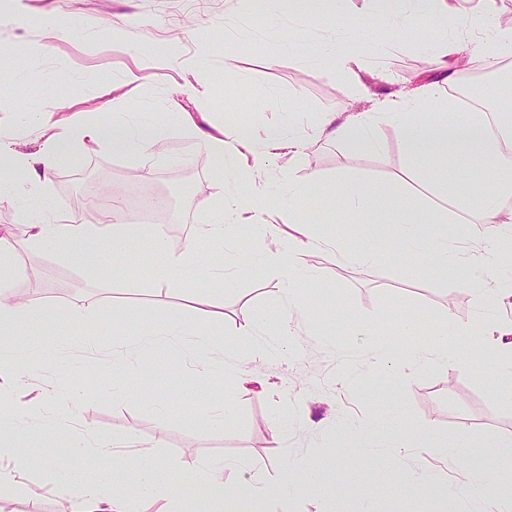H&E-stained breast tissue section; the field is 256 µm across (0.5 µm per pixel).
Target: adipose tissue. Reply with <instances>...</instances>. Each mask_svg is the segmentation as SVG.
<instances>
[{"label": "adipose tissue", "instance_id": "obj_1", "mask_svg": "<svg viewBox=\"0 0 512 512\" xmlns=\"http://www.w3.org/2000/svg\"><path fill=\"white\" fill-rule=\"evenodd\" d=\"M469 0H378V11H359L353 15L349 31L362 32L371 25L395 28L404 32L411 25L427 22L438 39L441 58L458 62L466 58L469 66L493 64L502 54L512 51V26L484 16L479 32L461 29L447 34L441 28L448 16L471 15ZM348 31H339L329 42L311 46L315 66L338 68L358 77L366 65L365 53L351 50ZM183 124L196 126L199 136L223 160L221 179L230 185L218 206L204 209L206 220L198 225L194 239L178 252L168 251L158 227L139 224H86L74 221L56 223L45 208L31 207L23 212L28 226L27 247L38 252L54 247L69 261L96 265L111 257L113 265L136 258L137 243L151 238L154 249L162 254L160 263L150 269L158 283H170L182 277L185 270L200 261L198 240H206L215 248H223L225 240L239 236V222L249 217L254 227L264 230L272 245L263 255L270 269L286 276L302 277L308 272L306 257L313 251L342 252L344 235L335 229L322 230L301 216V203L310 201L311 184L317 174L305 182L289 183L278 201H271L262 175L273 159L282 158L288 165L300 163L309 140H345L355 148H375L374 131L378 125L397 127L400 143L411 164L430 161L447 177L450 191L447 221L454 233L431 228L423 201L418 195L404 193L396 197L399 219L392 224L357 225L356 232L364 241L362 251L353 255L355 263L374 265L389 253L410 256L423 263L452 273L459 287L470 289L477 297L483 316L480 327L464 323L456 329L434 326L427 341L397 349L377 325L361 328L367 336L371 352L367 359L376 370L397 373L401 382L409 376L398 373L400 360L412 368L435 365L442 369L466 368L468 361L448 346L449 333L478 336L482 349L491 351L495 369L504 378H512V322H502L498 312L512 299V288L492 282L489 257L498 245L512 239V126L500 127L498 134L487 131L489 116L484 112H462L457 99L450 96L440 79L420 78L409 91L376 100L362 112L323 111L309 132L297 133L284 126H274L256 133L253 125H239L226 136L214 135L197 126L192 113L177 115ZM169 125L160 113L145 116L113 113L108 121H81L64 133L48 137L38 153L18 157L8 143L0 141V163L17 170L20 180L0 179V200L12 198L20 185L37 188L57 167L60 159L78 143L106 147L125 156H145L155 163L165 156L161 144ZM289 224L292 233L284 235L281 226ZM9 277L0 278V386L23 390L31 373L45 360L51 349H62L79 342L87 351H95L99 343L97 313L88 317H72L75 339L63 338L48 343L38 337V326L57 314L56 309L13 302L8 290ZM271 320L270 315H257L238 339L217 340L213 332L201 327L198 318L182 314L165 324L143 328L130 345L113 347L110 359L116 370L129 368L139 353L159 355L177 340H190L202 361L194 365V374L203 380L232 378L247 364L261 362L263 350L258 342ZM43 424L34 423L23 430L14 429L1 446L13 454L15 465L0 470V492L5 491L27 500H35L34 490L21 479L26 461L21 453L25 439L43 434ZM355 448L362 455L380 460L381 449H392L402 457L412 456L415 449L427 448L452 459L462 469L463 493L483 500L497 486V466L512 468V437L497 440L489 455L476 453L474 442L466 438L448 440L429 426H412L403 411L391 408L370 426L356 429ZM182 484L181 497L170 494L173 481ZM281 487L269 484L253 474L251 465L239 459L223 464L201 463L184 472L172 466L144 465L136 485H128L124 467H113L103 480H90L79 490L65 494L64 512H133L134 501L153 505L155 512H188L190 500L202 496L210 503L209 512H238L237 505L247 498L260 503L281 496Z\"/></svg>", "mask_w": 512, "mask_h": 512}]
</instances>
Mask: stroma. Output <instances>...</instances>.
<instances>
[{
  "label": "stroma",
  "instance_id": "1",
  "mask_svg": "<svg viewBox=\"0 0 512 512\" xmlns=\"http://www.w3.org/2000/svg\"><path fill=\"white\" fill-rule=\"evenodd\" d=\"M23 11L0 0V140L14 153L38 152L46 139L41 115L71 123L98 120L112 112L154 109L176 99L178 111L203 112L215 125L231 127L248 118L272 125L304 124L324 110L367 109V93L385 95L415 85L416 75L440 77L444 66L426 24L411 27L395 44L379 41L368 56L374 71L367 93L351 90L340 70L314 69L307 47L338 27L342 16L324 15L300 24L299 44L286 49L289 30L281 0H269L264 12H254L249 0H23ZM122 34L113 37V26ZM163 52L177 47L194 62L190 69L162 71L140 52L142 46ZM255 100L264 112L250 115ZM379 148L358 153L344 141L313 143L301 165L275 162L267 174L271 194L288 181H304L313 171L323 176L311 203L314 223L347 228L353 224L391 222V207L354 214L333 194L345 173L371 180L392 191L435 197L431 184L419 182L408 169L396 128L379 125ZM169 159L153 167L146 158L113 154L95 146H73L47 184L33 190L31 203L51 210L58 223L75 220L72 198L91 192L90 177L109 179L156 192L188 183V197L213 203L218 192V162L193 127L172 123L164 144ZM15 243L11 276L14 295L32 305L82 310L101 309L97 322L105 342L123 341L133 334L131 318L143 324L166 323L179 313L200 315L218 334L247 328L261 312L289 306L283 276L253 268L232 281L190 270L178 281L153 283L147 263L155 255L142 241L141 261L91 268L59 257L47 249L30 252L21 203L0 200V236ZM312 281L297 283L323 315L309 325L292 318L290 351L261 363L234 385L206 383L188 370L186 346L177 344L163 363L144 360L122 373L91 364L75 351L46 361L29 383L33 394L55 389L46 402H34L16 412L11 393L0 391V427L19 418L47 423L54 451L70 482L111 473L115 464L135 461L148 450L161 464L189 470L203 461L227 458L251 460L262 476L286 484L283 497L263 503L242 501L240 512H402L400 500L382 487L376 465L361 457L337 423L353 428L375 421L389 407L400 406L413 424H424L455 439L466 437L479 446L512 436V386L504 383L492 361L479 368L450 372L431 366L412 373L406 385L395 384L384 372L363 373L352 383L340 380L343 357H363L367 344L360 327L382 323L397 348L409 340H424L427 327L413 337L397 335L404 316L417 313L431 321L450 318L453 324L475 322L474 295L459 288L446 271L417 265L394 254L374 266L345 263L339 255L315 252L308 256ZM237 403L234 421L212 425L209 412L223 406L226 395ZM171 405L160 418L145 404L146 397ZM286 421L281 443L272 428ZM99 439L132 438L129 447L91 459L77 453V431ZM30 460L22 477L40 495L41 512H58L63 494L48 483L42 470L43 447L31 439ZM323 464L327 479L305 490L290 484L289 457ZM357 472V487L337 494L342 470Z\"/></svg>",
  "mask_w": 512,
  "mask_h": 512
}]
</instances>
